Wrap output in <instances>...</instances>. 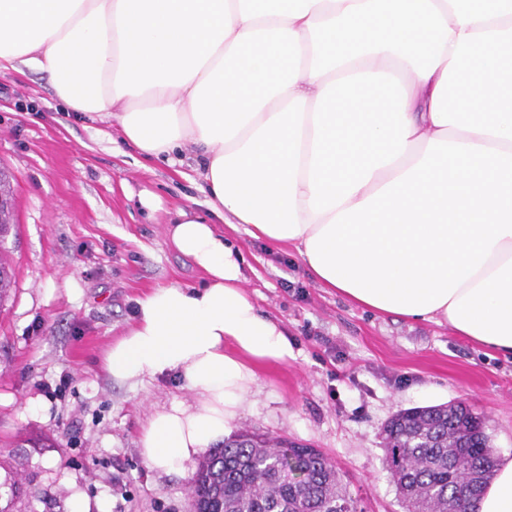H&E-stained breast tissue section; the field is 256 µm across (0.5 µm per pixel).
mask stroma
<instances>
[{"mask_svg": "<svg viewBox=\"0 0 512 512\" xmlns=\"http://www.w3.org/2000/svg\"><path fill=\"white\" fill-rule=\"evenodd\" d=\"M109 119L69 111L47 76L0 75V170L15 226L0 305V485L13 512H69V483L108 512H190L189 476L148 468L138 439L149 414L189 399L172 374L136 387L102 368L151 288L199 286L202 271L167 241L178 209L204 217L193 161L147 160ZM154 197L145 207L142 195ZM224 237L243 253L244 288L295 352L259 368L237 430L320 449L362 512H404L384 464L383 428L399 410L461 402L484 418L496 454H512V357L486 355L445 325L375 314L321 287L287 247Z\"/></svg>", "mask_w": 512, "mask_h": 512, "instance_id": "1", "label": "stroma"}]
</instances>
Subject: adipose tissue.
<instances>
[{"label":"adipose tissue","instance_id":"1","mask_svg":"<svg viewBox=\"0 0 512 512\" xmlns=\"http://www.w3.org/2000/svg\"><path fill=\"white\" fill-rule=\"evenodd\" d=\"M46 74L144 157L201 149L224 223L294 246L310 276L381 314L512 353V0H0V70ZM199 287L158 286L103 369L173 374L146 465L186 472L222 445L294 348L242 286L245 259L179 211ZM470 512H512V457Z\"/></svg>","mask_w":512,"mask_h":512}]
</instances>
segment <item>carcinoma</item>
<instances>
[{
	"instance_id": "cac0c4a2",
	"label": "carcinoma",
	"mask_w": 512,
	"mask_h": 512,
	"mask_svg": "<svg viewBox=\"0 0 512 512\" xmlns=\"http://www.w3.org/2000/svg\"><path fill=\"white\" fill-rule=\"evenodd\" d=\"M384 432V462L405 512H464L495 476L484 422L466 406L403 410ZM191 502L192 512H357L319 449L247 431L197 465Z\"/></svg>"
}]
</instances>
